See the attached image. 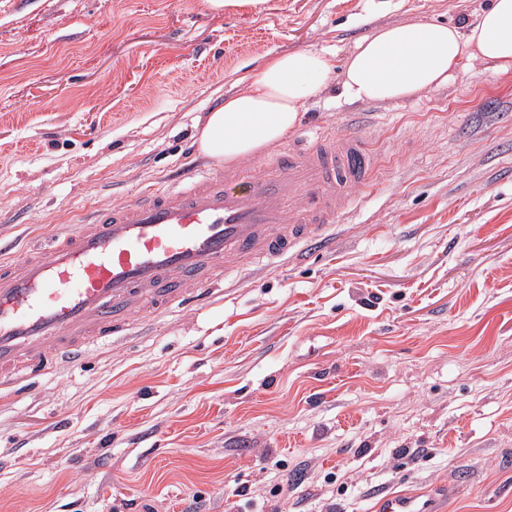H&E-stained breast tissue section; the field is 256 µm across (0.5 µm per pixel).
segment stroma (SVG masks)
<instances>
[{"instance_id": "obj_1", "label": "stroma", "mask_w": 512, "mask_h": 512, "mask_svg": "<svg viewBox=\"0 0 512 512\" xmlns=\"http://www.w3.org/2000/svg\"><path fill=\"white\" fill-rule=\"evenodd\" d=\"M490 0H0V241L25 248L202 163L197 124L272 55ZM374 185L330 250L0 391V512H512V73L347 104ZM378 504L377 512H428V506L402 494H386Z\"/></svg>"}]
</instances>
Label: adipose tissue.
I'll list each match as a JSON object with an SVG mask.
<instances>
[{
  "instance_id": "obj_1",
  "label": "adipose tissue",
  "mask_w": 512,
  "mask_h": 512,
  "mask_svg": "<svg viewBox=\"0 0 512 512\" xmlns=\"http://www.w3.org/2000/svg\"><path fill=\"white\" fill-rule=\"evenodd\" d=\"M466 60L512 71V0H491L472 24L416 20L376 27L344 64L326 51L270 57L238 92L211 110L196 133L199 153L222 164L284 140L304 104L339 80L344 102L394 101L447 86Z\"/></svg>"
}]
</instances>
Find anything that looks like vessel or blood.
<instances>
[{"instance_id": "b4317fda", "label": "vessel or blood", "mask_w": 512, "mask_h": 512, "mask_svg": "<svg viewBox=\"0 0 512 512\" xmlns=\"http://www.w3.org/2000/svg\"><path fill=\"white\" fill-rule=\"evenodd\" d=\"M378 166L361 128L321 134L259 164L189 169L172 186L94 208L1 260L0 384L81 358L87 344L201 300L233 272L327 247ZM378 512L428 508L389 493Z\"/></svg>"}]
</instances>
